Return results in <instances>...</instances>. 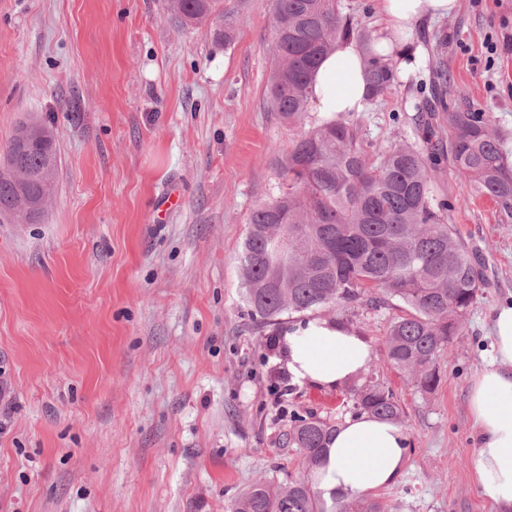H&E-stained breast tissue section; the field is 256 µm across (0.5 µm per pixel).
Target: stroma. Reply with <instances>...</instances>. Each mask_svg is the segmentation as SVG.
<instances>
[{"label": "stroma", "instance_id": "stroma-1", "mask_svg": "<svg viewBox=\"0 0 512 512\" xmlns=\"http://www.w3.org/2000/svg\"><path fill=\"white\" fill-rule=\"evenodd\" d=\"M271 0H249L231 44L180 27L169 0H0V146L47 123L60 157L37 224L0 223V512H227L255 480L302 472L296 417L344 423L347 388L301 386L273 365L293 323L249 320L240 256L253 208L278 193V159L315 127L266 107ZM425 63L354 115L369 159L459 110L483 112L512 159V0H461L416 33ZM446 109L417 113L432 61ZM449 223L476 241L488 284L422 390L387 359L398 307L333 308L363 332V384L407 414L406 467L373 493L389 512H498L468 465L467 390L491 360V316L512 301V217L432 174ZM181 204L158 210L167 187Z\"/></svg>", "mask_w": 512, "mask_h": 512}]
</instances>
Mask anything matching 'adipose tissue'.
Here are the masks:
<instances>
[{
	"instance_id": "1",
	"label": "adipose tissue",
	"mask_w": 512,
	"mask_h": 512,
	"mask_svg": "<svg viewBox=\"0 0 512 512\" xmlns=\"http://www.w3.org/2000/svg\"><path fill=\"white\" fill-rule=\"evenodd\" d=\"M459 0H377L378 53L409 74L423 52L413 44L420 26L454 15ZM365 58L354 40L339 42L318 65L310 104L319 122L370 108ZM493 356L473 377L468 408L476 429L469 456L481 495L512 512V302L500 304L491 327ZM277 361L291 381L333 390L356 379L373 358L363 337L330 316L313 317L281 330ZM409 434L397 423L361 413L338 427L326 445V462L315 485L326 503L351 500L394 483L406 464Z\"/></svg>"
}]
</instances>
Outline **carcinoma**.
<instances>
[{
    "label": "carcinoma",
    "instance_id": "cac0c4a2",
    "mask_svg": "<svg viewBox=\"0 0 512 512\" xmlns=\"http://www.w3.org/2000/svg\"><path fill=\"white\" fill-rule=\"evenodd\" d=\"M247 0H172L186 26H205L231 44ZM275 62L268 88L271 111L290 125L304 120L312 73L339 41L356 32L339 0H272ZM366 80L376 100L393 85L395 65L380 57L369 35ZM434 98L442 103L448 82L436 61ZM34 141L18 156L24 180L0 176V217L18 220L48 204L55 193L58 153L50 129L20 123L6 150ZM462 192L490 198L512 215V164L500 133L483 112L448 113V137L427 126L425 146L391 144L369 161L356 124L339 117L302 135L279 160L281 185L274 199L252 211L243 245L244 302L255 322L271 324L283 314H305L363 302L375 309L396 301L403 315L388 329L390 363L425 390L439 383L437 359L461 335L467 316L483 294L476 252L454 224L450 203L432 193L431 169L446 158ZM288 239V257L280 254ZM354 409L406 424L392 389L352 384ZM336 430L328 420H298L289 440L306 475L277 489L257 480L229 512H383L380 502L350 500L325 507L314 486L325 444Z\"/></svg>",
    "mask_w": 512,
    "mask_h": 512
}]
</instances>
